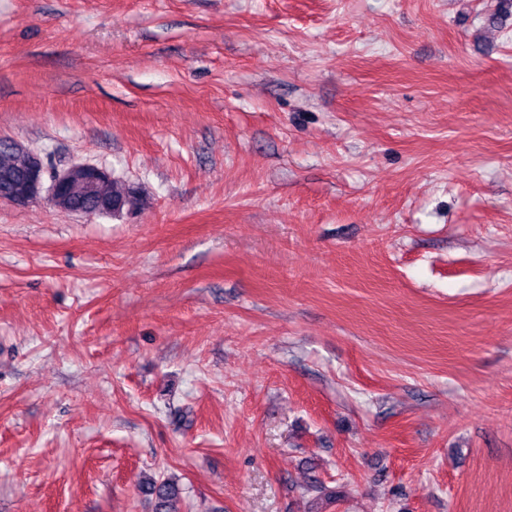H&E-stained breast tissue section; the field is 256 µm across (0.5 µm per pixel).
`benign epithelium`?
Segmentation results:
<instances>
[{
    "instance_id": "benign-epithelium-1",
    "label": "benign epithelium",
    "mask_w": 512,
    "mask_h": 512,
    "mask_svg": "<svg viewBox=\"0 0 512 512\" xmlns=\"http://www.w3.org/2000/svg\"><path fill=\"white\" fill-rule=\"evenodd\" d=\"M109 179L110 172L103 167L80 164L63 170L51 169L41 156L32 154L25 175L18 180L6 181L0 188V201L25 207L45 199L62 209L74 189H90Z\"/></svg>"
}]
</instances>
